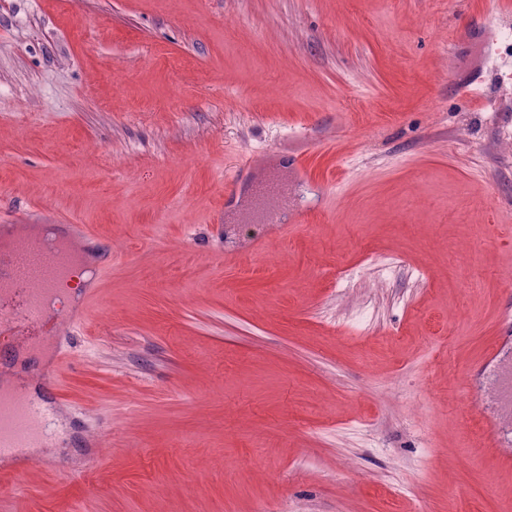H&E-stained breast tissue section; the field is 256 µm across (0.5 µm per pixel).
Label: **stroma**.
I'll use <instances>...</instances> for the list:
<instances>
[{
    "label": "stroma",
    "mask_w": 512,
    "mask_h": 512,
    "mask_svg": "<svg viewBox=\"0 0 512 512\" xmlns=\"http://www.w3.org/2000/svg\"><path fill=\"white\" fill-rule=\"evenodd\" d=\"M504 11L0 0V224L112 250L61 465L0 512H512L482 425L512 405L462 387L512 367ZM512 56V19L504 15L498 19V37L493 47V59Z\"/></svg>",
    "instance_id": "stroma-1"
}]
</instances>
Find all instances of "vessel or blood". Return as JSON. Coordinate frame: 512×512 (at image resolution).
Returning <instances> with one entry per match:
<instances>
[{
	"label": "vessel or blood",
	"instance_id": "obj_1",
	"mask_svg": "<svg viewBox=\"0 0 512 512\" xmlns=\"http://www.w3.org/2000/svg\"><path fill=\"white\" fill-rule=\"evenodd\" d=\"M45 237L30 235L25 224H4L0 233L10 236L11 246L0 251V369L11 365L12 353L25 349L36 339H52L57 347L53 361L33 375L36 385L56 390L59 374L67 357L70 342L86 311L78 309L62 313L49 312L47 301L56 296L68 274L67 261L57 246L59 236L69 242L89 245L99 257L98 273L112 266V254L97 244L96 233L85 224L50 225ZM59 403L51 401L37 406L19 394L0 396V457L12 456L24 448L47 443L50 420L61 413ZM486 445L497 451L503 464H512V448L504 444V432L497 417L484 421Z\"/></svg>",
	"mask_w": 512,
	"mask_h": 512
}]
</instances>
